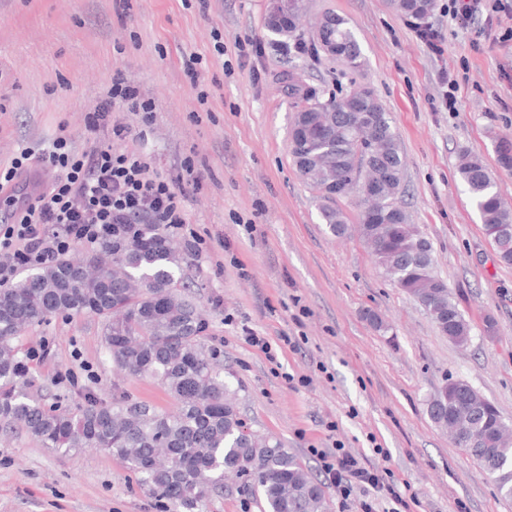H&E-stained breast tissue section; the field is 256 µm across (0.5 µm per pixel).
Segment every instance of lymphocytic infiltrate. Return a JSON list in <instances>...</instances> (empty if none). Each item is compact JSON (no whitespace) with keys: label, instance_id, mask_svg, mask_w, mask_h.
I'll use <instances>...</instances> for the list:
<instances>
[{"label":"lymphocytic infiltrate","instance_id":"1","mask_svg":"<svg viewBox=\"0 0 512 512\" xmlns=\"http://www.w3.org/2000/svg\"><path fill=\"white\" fill-rule=\"evenodd\" d=\"M141 112L151 121L155 105L139 91L113 79L109 96L87 124V150L76 151L69 137L52 140L41 153L25 149L10 166L0 170V188L11 185L34 165H42L53 176L37 195L14 213L11 224L0 228V283L17 268L50 266L67 254L72 243H97L112 224H163L178 229L188 221L185 192L180 183L163 178L142 156L114 150L113 141L131 137L130 128L114 120L117 108ZM325 480L343 497L366 488L401 494L385 483L378 471L367 468L344 447L328 452L314 449Z\"/></svg>","mask_w":512,"mask_h":512}]
</instances>
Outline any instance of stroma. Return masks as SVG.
<instances>
[{
	"label": "stroma",
	"instance_id": "obj_1",
	"mask_svg": "<svg viewBox=\"0 0 512 512\" xmlns=\"http://www.w3.org/2000/svg\"><path fill=\"white\" fill-rule=\"evenodd\" d=\"M304 7L307 27L329 12L346 20L361 47L359 72L313 40L300 48L272 41L269 0H209L204 12L196 0H129L123 14L115 0H0V167L62 131L86 149V118L122 75L156 110L147 126L139 113L116 112L136 133L116 149L141 154L168 177L189 157L203 175L186 190L188 224L170 235L182 245L203 241L201 255L186 257L185 278L249 431L276 438L314 473L313 449L342 445L397 492L414 494L408 512H512V499L427 410L447 379H461L512 421V266L498 261L456 171L462 151L482 156L512 203V170L498 166L495 149L498 137L512 136V41L499 39L507 19L452 22L448 0H435L422 21L440 33L437 55L420 36L422 21L388 0ZM249 38L261 42V55L241 56ZM192 54L202 58L195 85L183 72ZM292 74L320 99L367 87L384 105L404 160L397 202L433 246L436 270L470 324L467 346L442 336L425 308L382 275L358 232H328L288 151ZM451 76L459 82L453 112L441 103ZM372 312L385 329L370 322ZM250 332L273 343L288 335L298 346L272 362L247 342ZM16 344L31 366L33 395L70 406L88 392L108 400L120 390L172 407L152 379L115 370L100 319L60 315ZM378 446L386 456L375 454ZM0 512L159 508L107 453L63 454L15 430L0 431Z\"/></svg>",
	"mask_w": 512,
	"mask_h": 512
}]
</instances>
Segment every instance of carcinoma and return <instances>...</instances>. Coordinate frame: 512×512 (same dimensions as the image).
Segmentation results:
<instances>
[{
	"label": "carcinoma",
	"mask_w": 512,
	"mask_h": 512,
	"mask_svg": "<svg viewBox=\"0 0 512 512\" xmlns=\"http://www.w3.org/2000/svg\"><path fill=\"white\" fill-rule=\"evenodd\" d=\"M390 3L417 19L433 8V0ZM267 30L280 43H298L304 35L296 19ZM324 41L336 44L331 57L361 67L360 46L344 20L317 33L316 42ZM292 91L298 102L289 153L318 193L329 232L342 238L350 231L336 197L352 194L364 180L383 182L380 200L359 214V233L383 274L426 306L449 341L467 345L470 325L435 270L432 244L397 203L404 161L382 103L367 88L325 101L299 83ZM496 150L499 164L512 169V140L498 139ZM458 173L500 262L512 265V207L479 156L460 154ZM182 262L164 225L112 224L85 258L36 267L0 288V428L20 426L56 451L106 452L137 475L166 512H207L228 474L243 479L241 491L263 496L265 512H327L322 486L302 460L280 442L245 430L223 362L206 342L208 324L185 292ZM64 312L101 319L116 368L156 380L174 410L161 412L121 392L110 401L87 393L71 408L27 396L33 380L14 341ZM428 412L438 426L458 425L476 437L467 453L498 492L512 497V422L471 385L453 379L429 397Z\"/></svg>",
	"instance_id": "carcinoma-1"
}]
</instances>
